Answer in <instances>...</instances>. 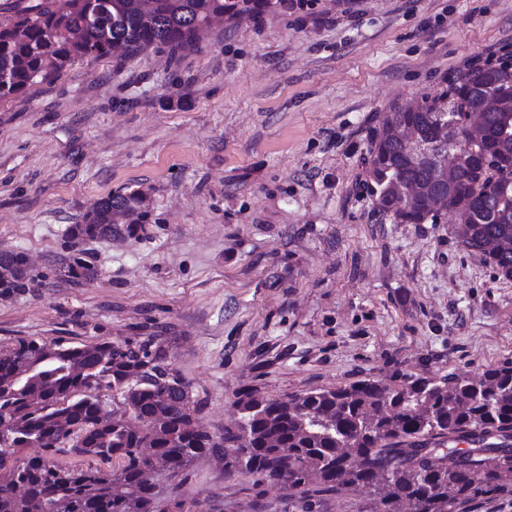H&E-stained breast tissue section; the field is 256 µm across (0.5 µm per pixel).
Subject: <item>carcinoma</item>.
I'll return each instance as SVG.
<instances>
[{"mask_svg": "<svg viewBox=\"0 0 512 512\" xmlns=\"http://www.w3.org/2000/svg\"><path fill=\"white\" fill-rule=\"evenodd\" d=\"M281 0H5L0 3V101L85 59L195 42L211 14L256 16ZM512 99V61L470 69L449 90L398 106L370 141L372 192L401 224H419L435 160L450 151L486 155L480 174L456 168L448 210L464 248L485 255L512 279V107L489 112V137L472 146L468 114L479 100ZM415 128L428 155L410 162L395 132ZM140 191L101 199L81 223L66 227L71 253L60 271L80 280L98 268L79 249L107 240L120 216L141 207ZM0 296L35 282L20 252H0ZM112 391V417L100 416ZM190 384L172 367L167 340L141 336L63 346L34 337L0 345V512H161L148 470L158 463L180 477L207 454L224 455V471L257 475L291 495L353 486L373 489L375 512H459L490 493L512 495V363L472 376L418 377L399 387L372 379L334 389L268 396L239 393L237 418L212 434L190 410ZM470 442L471 448H457ZM27 448L33 455H22ZM62 455L80 461L60 462ZM108 464L104 469L100 464Z\"/></svg>", "mask_w": 512, "mask_h": 512, "instance_id": "carcinoma-1", "label": "carcinoma"}]
</instances>
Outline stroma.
I'll return each mask as SVG.
<instances>
[{
    "label": "stroma",
    "instance_id": "obj_1",
    "mask_svg": "<svg viewBox=\"0 0 512 512\" xmlns=\"http://www.w3.org/2000/svg\"><path fill=\"white\" fill-rule=\"evenodd\" d=\"M512 51V0H309L213 23L178 52L87 59L0 102V251L36 284L0 297V342L156 333L212 433L240 391L476 376L512 362V280L453 235L400 224L369 143L403 103ZM138 190L135 234L61 275L64 230ZM161 503L183 512H373L369 489L294 497L205 456Z\"/></svg>",
    "mask_w": 512,
    "mask_h": 512
}]
</instances>
